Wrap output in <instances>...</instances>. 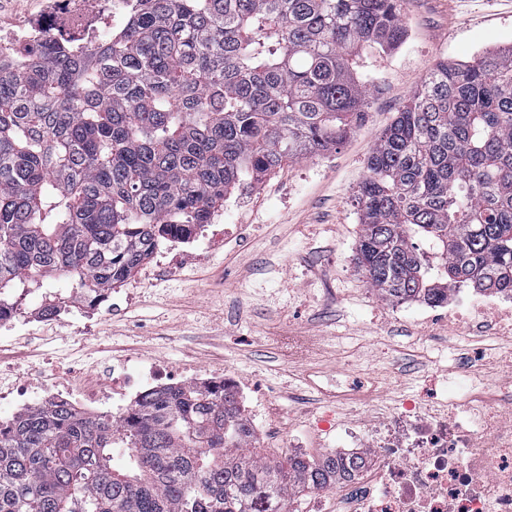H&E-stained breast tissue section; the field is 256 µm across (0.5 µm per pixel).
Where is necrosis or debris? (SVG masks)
I'll use <instances>...</instances> for the list:
<instances>
[{"label": "necrosis or debris", "instance_id": "4bbe7bcc", "mask_svg": "<svg viewBox=\"0 0 512 512\" xmlns=\"http://www.w3.org/2000/svg\"><path fill=\"white\" fill-rule=\"evenodd\" d=\"M132 7L131 0H44L42 9L50 19L105 13L116 21ZM447 323L472 339L449 355L445 408L433 412L405 400L390 415L364 421L357 405L364 381L341 386L340 396L355 400V407L327 412L317 423L324 432L339 433L343 446L337 459L357 457L361 464L335 488L288 499V512H324L331 495L336 512H512V293L456 303ZM188 383L215 393L244 387L233 374L185 378L165 365L143 370L129 364L113 369L111 380L78 393L67 388L34 393L8 382L0 386V403L8 408L0 415V435L9 434L16 416L36 402L86 417L112 408L131 420L147 394Z\"/></svg>", "mask_w": 512, "mask_h": 512}]
</instances>
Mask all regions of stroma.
Here are the masks:
<instances>
[{"label": "stroma", "mask_w": 512, "mask_h": 512, "mask_svg": "<svg viewBox=\"0 0 512 512\" xmlns=\"http://www.w3.org/2000/svg\"><path fill=\"white\" fill-rule=\"evenodd\" d=\"M402 13L407 41L362 53L364 124L331 152L300 157L227 195L224 223L247 225L248 247L226 242L176 272L147 260L113 288L112 313L84 325L39 320L46 294H69L64 280H47L20 301L14 328L0 330V367L20 368L25 381L55 368L75 385L124 361L228 371L265 408L259 442L270 457L297 440L310 458L324 455L314 422L329 404V382L365 379L370 403L383 409L431 400L430 381L448 375L434 350L413 342L427 335L425 321L406 303L383 299L355 268L354 195L377 137L440 62L512 45V0H402ZM292 336L309 337L311 350L290 356Z\"/></svg>", "instance_id": "35a3bbf8"}]
</instances>
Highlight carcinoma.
Returning a JSON list of instances; mask_svg holds the SVG:
<instances>
[{
	"label": "carcinoma",
	"mask_w": 512,
	"mask_h": 512,
	"mask_svg": "<svg viewBox=\"0 0 512 512\" xmlns=\"http://www.w3.org/2000/svg\"><path fill=\"white\" fill-rule=\"evenodd\" d=\"M400 0H138L77 54L52 26L0 46V295L131 278L246 177L332 150L366 106L358 59ZM354 263L389 301L512 291V46L442 62L379 135ZM237 398L184 385L134 422L47 406L0 436V512H283L336 456L267 459Z\"/></svg>",
	"instance_id": "carcinoma-1"
}]
</instances>
